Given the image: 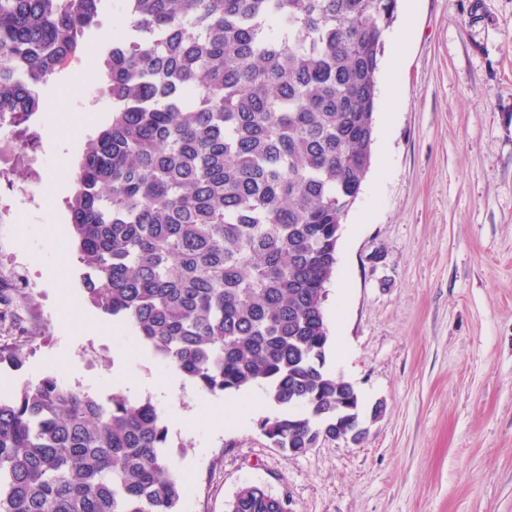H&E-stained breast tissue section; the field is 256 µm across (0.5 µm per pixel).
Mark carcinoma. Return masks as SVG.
Here are the masks:
<instances>
[{
  "label": "carcinoma",
  "mask_w": 512,
  "mask_h": 512,
  "mask_svg": "<svg viewBox=\"0 0 512 512\" xmlns=\"http://www.w3.org/2000/svg\"><path fill=\"white\" fill-rule=\"evenodd\" d=\"M104 0H0V113L17 123L102 25ZM397 0H122L93 78L112 118L64 206L89 302L203 391L253 386L286 451L350 436L361 399L324 369L336 233L372 163ZM151 398L50 371L0 396V512H180ZM228 512H288L242 486Z\"/></svg>",
  "instance_id": "carcinoma-1"
}]
</instances>
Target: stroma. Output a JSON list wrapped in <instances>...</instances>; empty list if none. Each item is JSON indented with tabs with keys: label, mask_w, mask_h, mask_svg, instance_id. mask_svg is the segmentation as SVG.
Wrapping results in <instances>:
<instances>
[{
	"label": "stroma",
	"mask_w": 512,
	"mask_h": 512,
	"mask_svg": "<svg viewBox=\"0 0 512 512\" xmlns=\"http://www.w3.org/2000/svg\"><path fill=\"white\" fill-rule=\"evenodd\" d=\"M407 21L402 63L378 74L397 112L340 224L324 304L326 369L383 412L363 414L360 443L290 454L263 435L272 409L250 393L227 400L243 426L221 422L197 388L156 398L188 487L182 512H226L247 484L293 512H512V0H399L387 37ZM100 43L82 47L36 115L44 207L0 229L39 285L23 317L40 331L21 366L0 362V389L51 368L105 398L172 371L130 328L103 325L80 262L44 272L73 246L62 200L108 105L85 70Z\"/></svg>",
	"instance_id": "35a3bbf8"
}]
</instances>
